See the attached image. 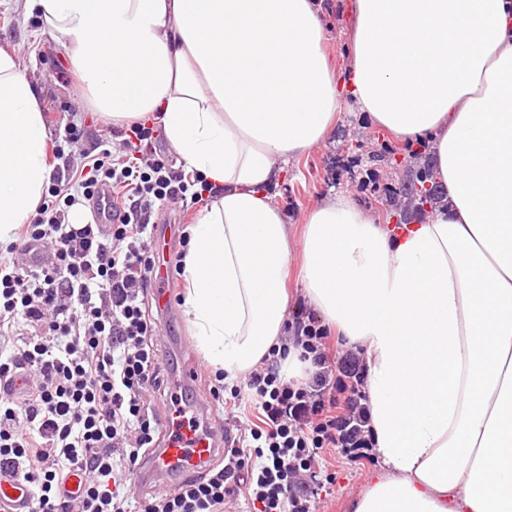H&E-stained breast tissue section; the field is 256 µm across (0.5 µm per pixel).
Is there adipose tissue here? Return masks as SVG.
Listing matches in <instances>:
<instances>
[{
  "instance_id": "adipose-tissue-1",
  "label": "adipose tissue",
  "mask_w": 512,
  "mask_h": 512,
  "mask_svg": "<svg viewBox=\"0 0 512 512\" xmlns=\"http://www.w3.org/2000/svg\"><path fill=\"white\" fill-rule=\"evenodd\" d=\"M85 96L150 118L213 197L190 229L184 313L228 378L283 336L289 158L341 86L315 0H26ZM349 89L424 137L446 201L383 228L331 197L306 219L305 294L363 348L379 470L351 512H512V0H355ZM40 89L0 49V243L49 184Z\"/></svg>"
}]
</instances>
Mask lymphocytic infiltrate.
Listing matches in <instances>:
<instances>
[{
  "mask_svg": "<svg viewBox=\"0 0 512 512\" xmlns=\"http://www.w3.org/2000/svg\"><path fill=\"white\" fill-rule=\"evenodd\" d=\"M130 132L116 147L101 140L78 166L65 148L79 130L65 123L50 185L7 246L15 256L39 242L45 259L37 268L0 263V468L28 483L34 512H233L242 498L258 512H316L325 450L359 460L372 429L363 358L331 351L329 327L302 299L286 336L239 384L224 386V372L214 374L209 395L229 412L223 464L135 494L133 476L161 442L153 401L168 384L146 308L154 207L203 195L197 174L140 158L154 127ZM104 186L112 190L109 229L67 224L68 209L92 204ZM292 348L301 364L294 376ZM74 473L81 484L70 495L63 485Z\"/></svg>",
  "mask_w": 512,
  "mask_h": 512,
  "instance_id": "f902f5d3",
  "label": "lymphocytic infiltrate"
}]
</instances>
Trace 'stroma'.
Returning a JSON list of instances; mask_svg holds the SVG:
<instances>
[{"mask_svg":"<svg viewBox=\"0 0 512 512\" xmlns=\"http://www.w3.org/2000/svg\"><path fill=\"white\" fill-rule=\"evenodd\" d=\"M25 0H0V48L15 52L21 69L36 80L44 104L65 115L82 129L73 161L92 151L104 133L119 134V127L105 121L88 105L77 73L63 47L45 33L35 13L26 11ZM325 28V50L339 79L349 77L352 46L353 0H320ZM433 162L431 153L412 156L407 141L374 124L360 111L349 91H342L336 122L328 138L308 153L290 159L276 203L285 210L292 233L289 254L288 294L297 299L303 294L300 281V234L308 212L332 196L349 198L375 223H393L396 214L388 205L367 201L357 188L361 177L372 174L400 190H407L417 172ZM197 206L182 210L157 206V234L164 237L174 252H182L181 236L194 223ZM175 300L169 308H153L161 324L159 354L166 365L184 368L203 361L192 327L183 316L175 286ZM330 483L320 488L319 512H349V505L369 487L377 469L375 457L353 462L334 453L327 458Z\"/></svg>","mask_w":512,"mask_h":512,"instance_id":"1","label":"stroma"}]
</instances>
